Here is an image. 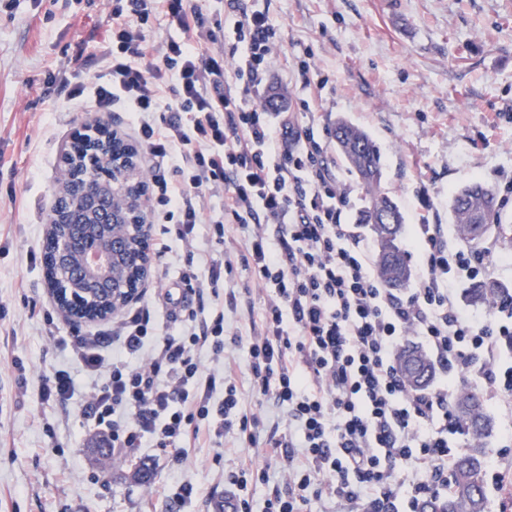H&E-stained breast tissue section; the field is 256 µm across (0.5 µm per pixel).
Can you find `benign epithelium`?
<instances>
[{
  "label": "benign epithelium",
  "mask_w": 512,
  "mask_h": 512,
  "mask_svg": "<svg viewBox=\"0 0 512 512\" xmlns=\"http://www.w3.org/2000/svg\"><path fill=\"white\" fill-rule=\"evenodd\" d=\"M61 163L64 176L53 193L44 242L48 282L68 319H107L151 274L141 160L98 126L76 134Z\"/></svg>",
  "instance_id": "7a95c632"
}]
</instances>
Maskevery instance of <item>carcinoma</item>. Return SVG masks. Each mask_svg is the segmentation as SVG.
<instances>
[{
	"label": "carcinoma",
	"mask_w": 512,
	"mask_h": 512,
	"mask_svg": "<svg viewBox=\"0 0 512 512\" xmlns=\"http://www.w3.org/2000/svg\"><path fill=\"white\" fill-rule=\"evenodd\" d=\"M332 137L336 149L355 172L369 197L368 206L359 214L358 223L369 227L376 243L375 266L383 284L399 290L409 285L411 268L400 240L404 227L403 213L381 187V155L369 134L346 120L336 122ZM451 215L461 240L478 250L493 233L503 245L504 254L512 253V228L499 222L482 224L488 210H497L493 191L480 182H473L452 193ZM389 211L397 224L392 235L374 223L376 214ZM465 300L474 306L493 309L497 306L512 309V285L496 279H482L470 284L464 292ZM398 365L408 391L418 392L433 383L436 367L418 346L407 345L398 355ZM454 409L460 421V430L475 438L492 433L494 422L487 414L482 398L474 393L461 392L454 399ZM484 448L473 444L456 458L448 474V495L430 496L419 505L420 512H486L484 490Z\"/></svg>",
	"instance_id": "cac0c4a2"
}]
</instances>
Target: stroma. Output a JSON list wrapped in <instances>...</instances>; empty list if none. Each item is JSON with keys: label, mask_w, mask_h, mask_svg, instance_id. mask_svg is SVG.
I'll use <instances>...</instances> for the list:
<instances>
[{"label": "stroma", "mask_w": 512, "mask_h": 512, "mask_svg": "<svg viewBox=\"0 0 512 512\" xmlns=\"http://www.w3.org/2000/svg\"><path fill=\"white\" fill-rule=\"evenodd\" d=\"M244 9L266 10L279 42L270 85L287 98L295 122L299 99L315 105L317 122L332 126L343 116L365 129L379 147L382 186L404 214L427 185L435 221L456 237L448 211L451 193L479 181L495 185L497 169H512V0H242ZM107 0H15L0 8V512H213L237 476L239 456L269 465L280 485L292 459H268L265 449H244L234 437L217 448L187 449L173 461L153 448L115 452L100 459L88 448L89 426L79 400L41 404L43 373L70 368L79 389L89 380L59 346L61 336L105 328V321L76 322L58 310L46 277L44 235L58 160L71 133L98 119L128 134L122 112L95 114L68 99L49 76L71 68L77 81L104 82L92 60L111 37ZM314 56L309 86L294 77L304 52ZM152 275L140 297L155 301V319L168 333L181 332L189 310L215 309L210 291L189 292L183 309L163 296L175 287L184 258H152ZM236 310L224 311L227 335L250 339L247 303L261 293L245 272L224 278ZM227 355L240 366L242 407L263 429H287L285 410L259 403L250 392L246 347ZM29 367L19 385L11 366ZM495 428L485 459L498 482L486 485L487 512H512V407L488 406ZM59 422L47 437L41 420ZM191 481L198 494L177 507L154 494ZM270 485L250 489L261 512Z\"/></svg>", "instance_id": "stroma-1"}]
</instances>
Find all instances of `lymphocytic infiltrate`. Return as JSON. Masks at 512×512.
Masks as SVG:
<instances>
[{
    "label": "lymphocytic infiltrate",
    "mask_w": 512,
    "mask_h": 512,
    "mask_svg": "<svg viewBox=\"0 0 512 512\" xmlns=\"http://www.w3.org/2000/svg\"><path fill=\"white\" fill-rule=\"evenodd\" d=\"M224 32L210 27L192 0H112V40L99 62L108 80L93 89L61 78L73 98L98 112H124L134 143L152 171L151 217L163 227L157 257L181 250L186 289H218L242 267L263 290L251 312L250 388L284 408L295 434L261 438L258 421L240 409L236 368L203 375L198 352L223 355L224 314L200 329L161 332L151 302L112 317L109 329L60 338L91 379L77 396L69 371L42 378L40 399H79L94 442L112 449L155 448L181 459L185 449L236 432L268 457L301 451L302 470L263 512H303L325 498L336 512H418L419 502L448 491L459 421L453 379L470 382L490 402L512 400V364L501 359L512 323L498 311L476 316L459 306L461 280L485 277L488 252L453 247L430 221L434 201L418 190L414 224L420 246L415 287L385 288L372 257L351 230L353 187L336 173L328 129L309 100L305 121H287L259 97L278 43L266 12L242 11ZM165 22L171 34L154 43ZM223 41V53L210 44ZM173 102L161 115V93ZM168 166L173 180L160 175ZM223 192L220 216L205 218L208 194ZM218 244L229 227L244 229L237 260L195 264L200 224ZM437 362L431 388L408 392L396 367L407 338Z\"/></svg>",
    "instance_id": "lymphocytic-infiltrate-1"
}]
</instances>
